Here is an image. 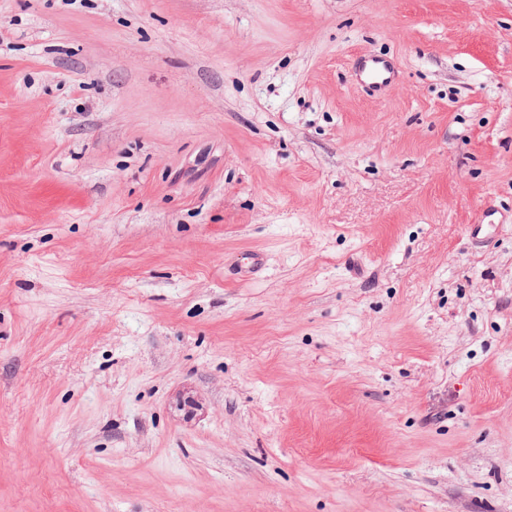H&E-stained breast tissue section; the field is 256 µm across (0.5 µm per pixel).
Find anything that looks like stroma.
<instances>
[{
    "instance_id": "stroma-1",
    "label": "stroma",
    "mask_w": 512,
    "mask_h": 512,
    "mask_svg": "<svg viewBox=\"0 0 512 512\" xmlns=\"http://www.w3.org/2000/svg\"><path fill=\"white\" fill-rule=\"evenodd\" d=\"M0 512H512V0H0ZM362 73L372 80V84L383 86L392 80L391 66L383 59L378 57H364L360 62Z\"/></svg>"
}]
</instances>
